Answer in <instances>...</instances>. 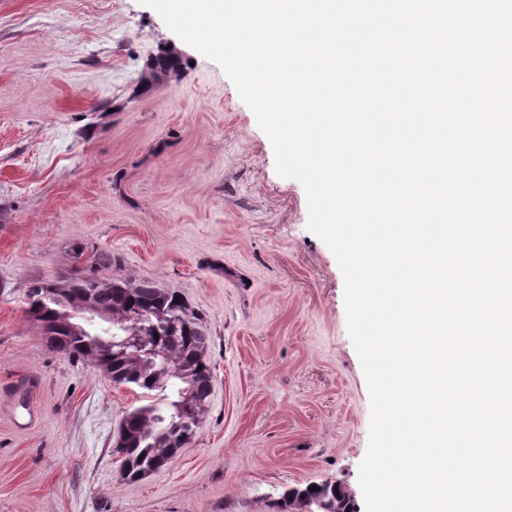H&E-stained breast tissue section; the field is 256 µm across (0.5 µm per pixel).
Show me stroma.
Here are the masks:
<instances>
[{"instance_id":"35a3bbf8","label":"stroma","mask_w":512,"mask_h":512,"mask_svg":"<svg viewBox=\"0 0 512 512\" xmlns=\"http://www.w3.org/2000/svg\"><path fill=\"white\" fill-rule=\"evenodd\" d=\"M169 47L179 80L142 92ZM305 191L223 68L139 0H0V512H272L327 480L365 507L370 396L344 276ZM182 292L210 339L201 427L168 466L121 478L137 395L50 350L26 311L70 247Z\"/></svg>"}]
</instances>
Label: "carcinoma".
I'll use <instances>...</instances> for the list:
<instances>
[{
	"mask_svg": "<svg viewBox=\"0 0 512 512\" xmlns=\"http://www.w3.org/2000/svg\"><path fill=\"white\" fill-rule=\"evenodd\" d=\"M182 69V57L170 50L163 51L147 62L139 77V89L170 82L180 76ZM72 253L75 258L86 254L89 258L55 281L56 287L76 299L85 294L91 296L115 327L139 316L142 334L165 342L168 365L191 378L194 407L189 418L202 425L212 390V372L208 361L209 337L199 314L181 292L163 288L149 279L133 280L119 274V259L109 249L100 253L95 248L89 251L75 244ZM28 313L41 322L50 348L73 359L92 360L112 380L140 391L142 404L128 411L121 422L125 432L123 453L129 463L123 479L138 482L156 468L173 462L195 435L164 416L166 395L174 378L149 365L143 355L133 352L113 355L101 342L107 336L103 330L82 336L69 334L58 311L52 307L31 304ZM317 498L327 502V512H346L353 508L351 494L343 484H321L317 490L308 484L286 489L275 503L276 512H308Z\"/></svg>",
	"mask_w": 512,
	"mask_h": 512,
	"instance_id": "obj_1",
	"label": "carcinoma"
}]
</instances>
